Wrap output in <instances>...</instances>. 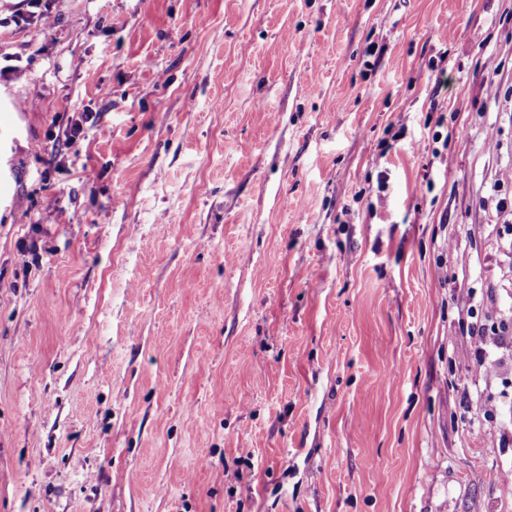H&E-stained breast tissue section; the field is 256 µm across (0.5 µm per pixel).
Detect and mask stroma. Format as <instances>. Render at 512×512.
I'll return each instance as SVG.
<instances>
[{"label": "stroma", "mask_w": 512, "mask_h": 512, "mask_svg": "<svg viewBox=\"0 0 512 512\" xmlns=\"http://www.w3.org/2000/svg\"><path fill=\"white\" fill-rule=\"evenodd\" d=\"M46 4L0 0V512H512V0Z\"/></svg>", "instance_id": "1"}]
</instances>
